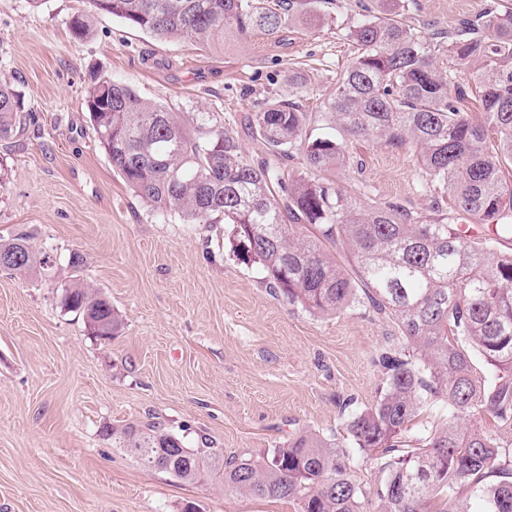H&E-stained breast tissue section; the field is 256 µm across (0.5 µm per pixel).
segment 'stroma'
Here are the masks:
<instances>
[{
  "mask_svg": "<svg viewBox=\"0 0 512 512\" xmlns=\"http://www.w3.org/2000/svg\"><path fill=\"white\" fill-rule=\"evenodd\" d=\"M386 0H308L283 28L223 47L161 42L109 14L70 29L88 0H0V73L21 124L0 139V239L29 238L49 266L0 270V512H297L295 502L228 496L206 479L142 466L102 433L154 421L224 455L261 458L303 431L343 433L375 403L391 325L357 305L316 317L267 285L230 225L189 224L150 206L113 170L86 103L92 76L172 112H206L263 158L245 116L273 100L306 111L334 95L354 56L340 30ZM512 0H417L418 29L457 26ZM91 13V12H90ZM339 184L362 202L416 211L434 190L411 150L346 140ZM83 257L69 266L70 253ZM101 290L124 322L109 340L61 309V285Z\"/></svg>",
  "mask_w": 512,
  "mask_h": 512,
  "instance_id": "obj_1",
  "label": "stroma"
}]
</instances>
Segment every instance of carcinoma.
I'll list each match as a JSON object with an SVG mask.
<instances>
[{
    "label": "carcinoma",
    "mask_w": 512,
    "mask_h": 512,
    "mask_svg": "<svg viewBox=\"0 0 512 512\" xmlns=\"http://www.w3.org/2000/svg\"><path fill=\"white\" fill-rule=\"evenodd\" d=\"M90 7L159 40L205 49L256 29L274 34L286 22L256 0H90ZM344 37L356 56L318 111L277 101L250 117L265 146L257 161L204 113L170 112L110 79L88 88L87 107L112 169L139 197L191 224L223 218L290 303L321 316L358 303L393 323L399 347L377 357L382 395L348 418L344 435L302 433L259 460L190 448L156 422L103 432L136 459L150 452L154 469L176 479L292 500L297 512H471L473 497L480 512H512V255L496 254L491 239L461 237L455 223L466 215L512 234V184L503 176L512 168V11L425 33L388 10L356 20ZM17 112L1 74L0 138L13 133ZM311 126L418 148L423 176L448 191L449 206L436 200L415 212L362 203L336 181L349 164L343 142ZM296 159L306 174L294 177L288 163ZM342 251L355 268L337 259ZM49 260L36 259L25 237L0 239V269L24 272ZM60 304L80 313L96 337L122 329L111 301L87 284L64 285ZM430 400L442 403L440 422L408 435ZM481 413L495 429L465 424ZM352 452L378 461L383 477L371 497L348 471Z\"/></svg>",
    "instance_id": "1"
}]
</instances>
